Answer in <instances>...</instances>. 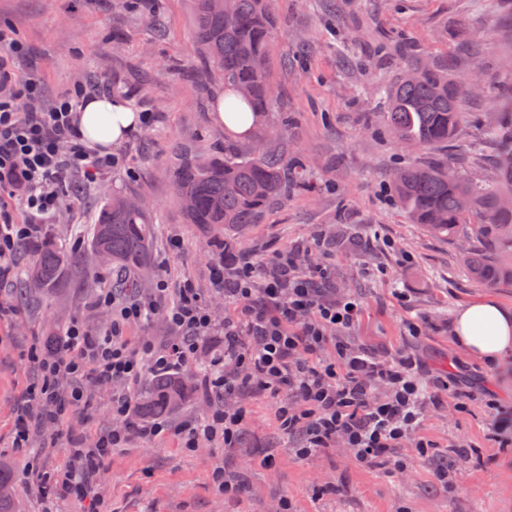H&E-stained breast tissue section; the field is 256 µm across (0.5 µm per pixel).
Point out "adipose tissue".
Masks as SVG:
<instances>
[{
  "label": "adipose tissue",
  "instance_id": "obj_1",
  "mask_svg": "<svg viewBox=\"0 0 512 512\" xmlns=\"http://www.w3.org/2000/svg\"><path fill=\"white\" fill-rule=\"evenodd\" d=\"M139 117L125 103L107 96L89 98L74 120L77 133L92 149L112 151L137 127ZM453 340L469 356L489 365L512 355V306L493 297L461 306Z\"/></svg>",
  "mask_w": 512,
  "mask_h": 512
}]
</instances>
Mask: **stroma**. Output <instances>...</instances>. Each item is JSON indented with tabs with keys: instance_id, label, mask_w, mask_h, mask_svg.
I'll return each instance as SVG.
<instances>
[{
	"instance_id": "stroma-1",
	"label": "stroma",
	"mask_w": 512,
	"mask_h": 512,
	"mask_svg": "<svg viewBox=\"0 0 512 512\" xmlns=\"http://www.w3.org/2000/svg\"><path fill=\"white\" fill-rule=\"evenodd\" d=\"M275 12L270 76L277 101L240 138L210 118L223 79L204 68L192 0H159L155 9L128 8L121 0H0V25L26 47L13 71L20 78L41 73L44 103L83 82L154 115L152 127L137 128L115 148L123 167L88 186L78 175L66 178L77 192L64 199L47 232L74 249L76 272L55 293L25 300L19 279L0 284V296L16 309L0 319V455L18 473L19 512L41 510L27 488V457L48 472L64 468L70 439L89 446L113 426L112 385L90 386L92 410L68 411L55 430L40 425L27 389L38 378L31 352L39 339L74 319L93 330L109 319L95 298L110 287L112 275L78 244L115 189L140 193L152 211L155 238L141 298L150 297L158 276L188 279L220 322L233 307L211 291L210 265L218 252L231 265L244 255L263 261L317 243L331 270L330 297L351 295L361 303L352 344L381 359L414 352L424 384L446 373L461 382L442 393L421 422V435L436 444L432 455H418L409 445L396 449L397 469L361 464L341 443L299 459V438L281 430L268 394L226 396V404L247 418L235 447L204 441L187 451L174 435L152 445L131 441L106 462L101 512H279L284 499L294 512H512V447L489 446L484 406L490 392L512 403V357L492 369L452 340L460 306L485 297L511 306L512 283L490 286L471 278L461 252L488 251L490 241L463 229L448 239L430 235L398 206L390 178L394 168L436 162L494 182L498 144L484 131L512 88L503 66L504 55H512V9L502 0H275ZM422 54L453 65L456 75L473 71L479 79L459 131L443 149L400 145L384 118L382 88L396 81L404 62ZM284 117L286 130L276 131ZM258 145L284 160L300 159L311 190L291 192L260 223L219 235L186 223L171 182L181 155L220 156L230 146L247 156ZM173 238L182 243L176 254L168 251ZM409 321L420 325V335L408 334ZM22 414L30 435L26 447L17 448ZM218 465L245 485L243 495L213 486L209 473ZM443 466L450 469L444 482L436 477Z\"/></svg>"
}]
</instances>
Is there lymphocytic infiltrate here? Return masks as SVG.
Wrapping results in <instances>:
<instances>
[{
  "mask_svg": "<svg viewBox=\"0 0 512 512\" xmlns=\"http://www.w3.org/2000/svg\"><path fill=\"white\" fill-rule=\"evenodd\" d=\"M22 49L12 31L0 27V281L11 276L20 246L55 213L64 195L59 185L64 171L93 183L123 164L119 156L86 146L74 129L73 116L89 97V88L76 84L54 104H41V76L20 79L10 69L12 56ZM17 200L25 206L22 221L12 211ZM300 258L297 251L276 253V272L269 277L262 263L244 261L229 270L223 256H216L212 291L233 306L220 325L188 281L174 287L158 279L147 301L100 289L96 302L109 311V321L94 331L73 322L62 338L65 355L37 354L40 377L30 397L46 411L49 424L56 425L68 409L88 406L90 384L116 383L120 389L113 393L111 407L119 426L92 447L71 444L68 465L54 476L29 467V488L40 500L41 512H55L60 499L97 502L104 462L130 435L152 442L173 431L186 449L203 441L234 446L245 427L239 409L219 406L204 419L176 426L166 421L130 425L134 387L146 372L170 374L192 364L205 339L218 329L224 332V352L209 361L206 389L219 398L251 388L269 392L283 430L303 433L297 456L314 455L339 440L357 461L372 466L397 465L393 451L410 438L416 450L427 452L431 441L415 438L414 432L424 412L438 404L440 392L449 389V380L427 388L418 379L419 363L413 356L404 353L388 361L348 346L345 338L359 319V303L323 300L320 285L328 267L316 264L304 275ZM159 305L173 341L130 345L128 328ZM331 336L336 355L325 360L320 352ZM381 386L387 389L382 396L377 393Z\"/></svg>",
  "mask_w": 512,
  "mask_h": 512,
  "instance_id": "obj_1",
  "label": "lymphocytic infiltrate"
}]
</instances>
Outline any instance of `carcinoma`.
I'll use <instances>...</instances> for the list:
<instances>
[{
  "label": "carcinoma",
  "instance_id": "carcinoma-1",
  "mask_svg": "<svg viewBox=\"0 0 512 512\" xmlns=\"http://www.w3.org/2000/svg\"><path fill=\"white\" fill-rule=\"evenodd\" d=\"M194 35L204 57L224 79L226 111L250 107L259 115L273 103L269 73L270 47L277 29L271 0H193ZM471 91L445 66L414 61L405 66L390 90L387 122L400 141L428 147L448 145L463 121V103ZM500 142L495 157L497 185H480L445 167L409 165L393 174L396 201L414 224L440 237H452L466 227L475 237L492 234L503 244L493 256L467 252L463 265L475 280L495 284L512 281V207L500 200L512 193V113L504 112L489 126ZM175 199L189 224H214L224 230L260 223L279 200L309 180L302 164L283 168L259 151L248 158L229 151L224 156L187 153L173 168ZM151 212L138 206V194L115 191L105 199L88 240V252L111 257L112 289L121 296L139 293L152 252ZM37 256L24 281L35 291L55 289L63 281L72 254L54 239L42 237L25 245ZM185 399L176 377L157 374L139 397L135 413L160 418ZM16 476L0 464V512H15L10 490Z\"/></svg>",
  "mask_w": 512,
  "mask_h": 512
}]
</instances>
